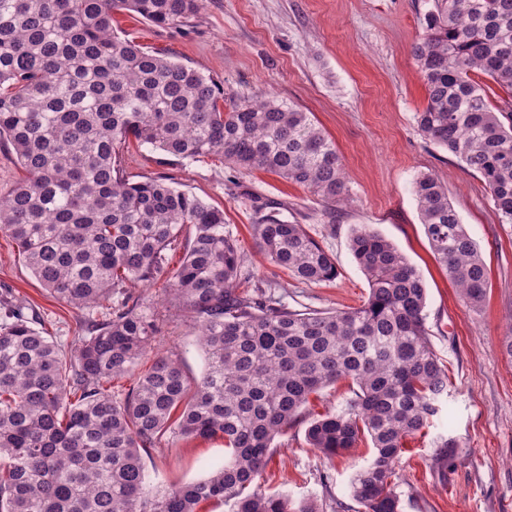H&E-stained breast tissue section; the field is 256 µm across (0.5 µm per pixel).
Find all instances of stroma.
<instances>
[{
    "instance_id": "35a3bbf8",
    "label": "stroma",
    "mask_w": 512,
    "mask_h": 512,
    "mask_svg": "<svg viewBox=\"0 0 512 512\" xmlns=\"http://www.w3.org/2000/svg\"><path fill=\"white\" fill-rule=\"evenodd\" d=\"M432 0H206L191 24L158 27L125 13L115 24L148 50L223 85L228 96L271 92L303 111L335 143L353 194L335 229L304 188L277 175L242 172L215 157L195 160L148 146L129 147L122 167L135 181L163 176L179 189L223 209L224 220L254 272L275 279L295 310L355 307L368 284L348 247L351 228L371 224L422 275L430 342L448 368L443 414L409 439L397 471L402 512H512V361L500 352L512 330V224L499 223L484 183L446 150L420 134L416 112L427 104L411 55L425 32ZM433 174L483 253L489 290L481 310L458 296L436 259L420 221L413 183ZM282 203L289 220L305 225L336 258L335 280L303 284L263 260L251 235L249 193ZM151 300L157 347L176 359L188 381L205 369L192 321L171 308L164 281L132 285ZM15 297L38 312L50 335L71 345L79 311L52 297L0 234V299ZM307 421L277 440L261 479L294 501L312 499L322 512H357L349 485L371 458L370 441L330 459L310 448ZM458 442L437 447V436ZM150 488L170 489L207 477L224 462V441L162 439L142 453Z\"/></svg>"
}]
</instances>
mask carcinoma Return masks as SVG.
I'll list each match as a JSON object with an SVG mask.
<instances>
[{"instance_id": "1", "label": "carcinoma", "mask_w": 512, "mask_h": 512, "mask_svg": "<svg viewBox=\"0 0 512 512\" xmlns=\"http://www.w3.org/2000/svg\"><path fill=\"white\" fill-rule=\"evenodd\" d=\"M203 3L0 0V141L22 171L0 192V233L43 288L87 312L67 352L35 310L0 303V512H197L211 500L233 512H319L259 480L275 440L340 380L352 382V396L310 420L306 440L330 457L370 438L371 459L350 482L358 512H401L406 440L448 395L424 280L372 225L349 237L368 283L362 304L303 312L249 270L223 210L164 178L120 175L119 152L134 141L272 172L316 197L331 230L336 207L351 200L336 145L311 113L272 94L227 102L213 80L112 28L117 11L179 28ZM412 57L427 95L419 130L481 177L499 223L512 224V0H432ZM480 76L501 89V103H490ZM413 192L435 255L462 300L481 309L487 265L448 190L423 173ZM247 198L269 263L304 284L336 278V259L304 225L273 201ZM186 224L194 236L182 243ZM179 246L168 296L192 315L207 360L192 385L168 355L136 372L158 324L145 298L126 294L167 274V251ZM113 294L125 299L95 319ZM132 375V389L113 396L112 382ZM165 436L220 437L224 464L154 492L141 451Z\"/></svg>"}]
</instances>
